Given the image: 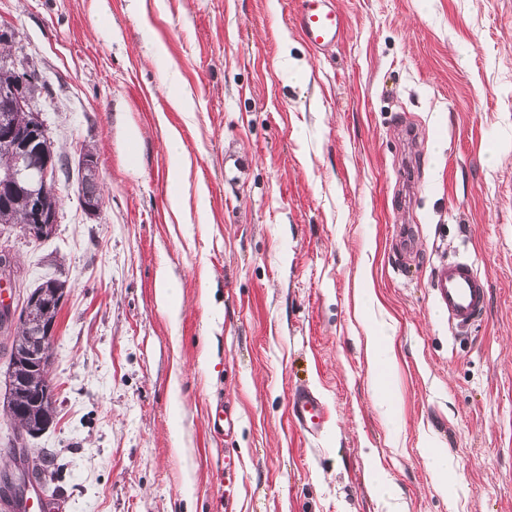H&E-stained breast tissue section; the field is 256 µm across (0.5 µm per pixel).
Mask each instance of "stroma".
Listing matches in <instances>:
<instances>
[{
    "instance_id": "stroma-1",
    "label": "stroma",
    "mask_w": 512,
    "mask_h": 512,
    "mask_svg": "<svg viewBox=\"0 0 512 512\" xmlns=\"http://www.w3.org/2000/svg\"><path fill=\"white\" fill-rule=\"evenodd\" d=\"M336 3L344 37L315 52L296 0H0L69 156L52 237L0 224L12 301L68 284L57 416L23 441L62 464L64 512H512V0ZM462 257L489 295L459 334L431 273ZM387 339V336H368L367 341V352L370 360L373 363V368L375 371V375L377 380L381 381L389 367L390 357L388 351L384 347V343ZM383 385V384H381ZM383 395L388 397V392L386 387L383 385ZM292 412L299 426L309 434L321 427L325 415L320 398L309 389L296 391L292 401Z\"/></svg>"
}]
</instances>
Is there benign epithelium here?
Returning a JSON list of instances; mask_svg holds the SVG:
<instances>
[{"label": "benign epithelium", "instance_id": "benign-epithelium-1", "mask_svg": "<svg viewBox=\"0 0 512 512\" xmlns=\"http://www.w3.org/2000/svg\"><path fill=\"white\" fill-rule=\"evenodd\" d=\"M7 50L0 54V71L11 77L9 84L0 87V97L7 102L14 111L23 112L27 125H9L0 127V141L12 144V161L10 168L0 175V197H7L17 191L28 196L36 204L35 217L38 224H20L21 232L34 239L45 238L55 233L59 223V210L48 211L43 208L44 200L59 194L56 172L46 160L44 154L37 147L38 133L48 134V127L42 117V110L38 106L35 96L28 93L27 88L41 81L40 74L26 66H20L12 39L3 41ZM53 289L58 304H63L67 285L60 281H50L31 293L29 301L21 312H17L8 305L0 304V317L12 320L19 325H37V334L43 337L42 351L33 356L26 365L32 370L47 374L53 355V342L57 329V322L40 321L34 323L31 313L40 304L41 298L47 289ZM18 366L14 363L8 365L5 374V391L0 405L5 407L15 430L28 436L42 434L53 422L56 416V400L50 385L29 390L46 409V415L37 427H29L22 416V408L18 406L19 394L28 390L24 379L17 372Z\"/></svg>", "mask_w": 512, "mask_h": 512}]
</instances>
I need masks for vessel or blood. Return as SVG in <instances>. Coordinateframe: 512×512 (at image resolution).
I'll return each instance as SVG.
<instances>
[{"mask_svg":"<svg viewBox=\"0 0 512 512\" xmlns=\"http://www.w3.org/2000/svg\"><path fill=\"white\" fill-rule=\"evenodd\" d=\"M345 17L335 0H299L294 26L315 50L324 51L343 36ZM431 286L439 309L457 330H468L483 314L488 297V281L469 260H443L432 273ZM292 412L307 433L316 432L324 420V406L311 390L296 391Z\"/></svg>","mask_w":512,"mask_h":512,"instance_id":"vessel-or-blood-1","label":"vessel or blood"}]
</instances>
